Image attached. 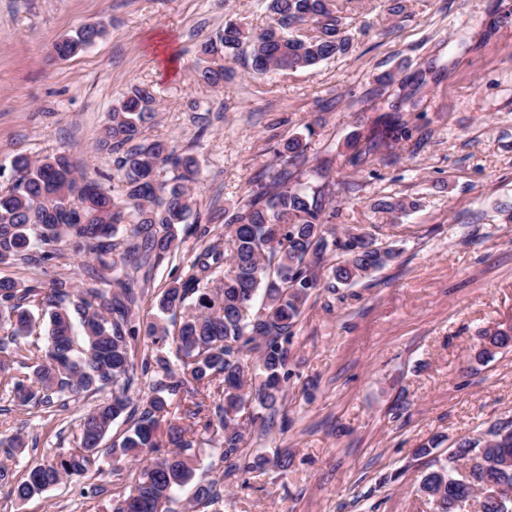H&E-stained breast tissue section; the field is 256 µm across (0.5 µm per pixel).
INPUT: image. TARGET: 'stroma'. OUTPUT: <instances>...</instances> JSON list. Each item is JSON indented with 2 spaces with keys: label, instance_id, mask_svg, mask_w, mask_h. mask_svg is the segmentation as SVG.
<instances>
[{
  "label": "stroma",
  "instance_id": "35a3bbf8",
  "mask_svg": "<svg viewBox=\"0 0 512 512\" xmlns=\"http://www.w3.org/2000/svg\"><path fill=\"white\" fill-rule=\"evenodd\" d=\"M350 27L348 53L317 69L253 75L248 55L222 86L195 82L201 44L227 18L270 22L268 0H0V168L16 154L67 152L88 171L115 174L96 141L113 104L132 85L156 92L148 133L192 149L201 168L198 209L209 234L180 232L178 247L147 274L138 319L184 277L205 244L223 243L224 211L241 207L277 169L289 138L308 142L306 169L328 164L326 207L338 238L352 227L393 249L384 268L334 284L342 251L326 252L288 346V381L268 423L247 426L249 448L282 451L271 465L226 475L205 447L200 478L221 482V512H435L418 493L425 472L458 440L512 421V347L477 356L479 333L512 326V0H336ZM110 17L103 39L56 59L52 46ZM428 84L416 110L401 85ZM392 82H385V75ZM399 108L406 138L365 162L347 142ZM381 199L412 210H377ZM89 258L63 247L50 265H2L21 283L62 277L88 283ZM0 371V452L9 483L77 444L81 417L103 399L81 396L54 413L18 406ZM439 440L431 454L420 447ZM134 473L102 457L81 477L23 502L0 485V512H111ZM102 485L106 494L89 489Z\"/></svg>",
  "mask_w": 512,
  "mask_h": 512
}]
</instances>
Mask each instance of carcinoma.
Masks as SVG:
<instances>
[{
	"mask_svg": "<svg viewBox=\"0 0 512 512\" xmlns=\"http://www.w3.org/2000/svg\"><path fill=\"white\" fill-rule=\"evenodd\" d=\"M273 23L249 29L227 20L216 38L201 46L195 82L211 87L224 83L226 63L249 50L252 71L272 75L284 70L314 69L347 53L351 38L335 0H269ZM312 24L317 35L303 38L292 29ZM102 19L84 26L54 45L70 58L108 32ZM158 101L152 88L134 85L112 107L96 147L115 156L120 192L73 162L66 154L33 160L14 156L7 187L0 188V264H46L58 258L66 243L78 257L92 255L101 264L125 233L123 265L135 271L160 263L176 248L178 226L199 221L194 187L199 183L197 159L171 141L144 136ZM408 136L400 115L384 114L376 122L354 160L377 154L391 141ZM283 168L241 208L224 214V237L230 255L217 244L207 246L191 263L189 275L174 279L158 294L159 312L171 319L138 322L135 308L143 292L130 273L115 271L111 285L82 288L62 278L23 285L0 278V319L10 324L0 337V370L13 366L32 373L9 378L23 405L45 412L65 405V397L96 394L112 388V397L87 412L79 423L78 447L48 464L32 467L10 494L26 501L63 480L81 477L103 455L128 459L138 475L127 491L115 495L112 512H161L177 489L196 475L202 442L164 418L177 410L188 417L207 411L204 431L222 434L221 461L227 472L263 468L260 453L240 463L245 435L242 419L265 421L263 412L281 400L288 360V338L311 289L318 285L323 254L334 247L349 257L332 270L340 284H352L394 258L388 248L374 246L369 234L352 233L342 241L326 237V183H292ZM262 297L254 308L256 297ZM47 319L46 343L33 336L38 319ZM79 323L81 336L74 335ZM152 338V353L135 362L132 342ZM479 357L512 345V328L481 333ZM171 350L180 372L171 368ZM143 378L148 392L130 406L128 390ZM133 421L121 442L103 447L112 424L123 413ZM157 454L142 466L143 455ZM512 488V430L493 426L463 438L456 451L426 473L418 492L432 500L436 512H459L457 501L477 502V512H505L493 497L476 489ZM214 482L199 481L192 507L214 508L222 502Z\"/></svg>",
	"mask_w": 512,
	"mask_h": 512,
	"instance_id": "carcinoma-1",
	"label": "carcinoma"
}]
</instances>
